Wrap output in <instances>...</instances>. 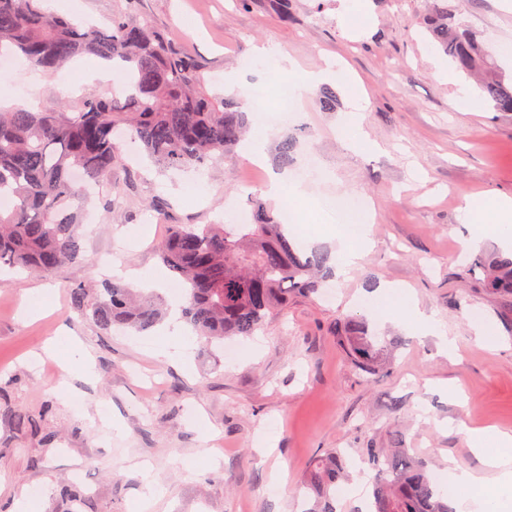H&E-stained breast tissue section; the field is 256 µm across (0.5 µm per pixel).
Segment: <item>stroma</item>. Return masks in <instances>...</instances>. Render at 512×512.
Instances as JSON below:
<instances>
[{"instance_id":"stroma-1","label":"stroma","mask_w":512,"mask_h":512,"mask_svg":"<svg viewBox=\"0 0 512 512\" xmlns=\"http://www.w3.org/2000/svg\"><path fill=\"white\" fill-rule=\"evenodd\" d=\"M279 1L56 0L54 13L80 24L107 26L128 10L171 33L218 97L291 82L275 59L256 55L261 46H275L298 70L332 74L287 124L271 128L264 164L238 150L200 171L163 172L127 145L99 192L72 202L84 216L81 262L47 278L0 271V512H13L17 486L33 492L36 512H65L59 491L69 485L86 494L89 512H144L148 475L160 493L145 512H305L302 483L315 456L337 449L358 469L362 449L399 444L441 483L449 462L480 469L470 430L512 433V294L488 293L471 266L479 255L512 258V249L489 238L464 250L471 227L459 219L469 201L512 196V114L494 111L428 44L424 0H357L349 24L342 0H284L286 22ZM448 12L512 74V10L500 0H448ZM100 64L77 59L49 82L15 63L0 75V98L53 107L68 82L96 90ZM465 94L473 109L456 110ZM355 110L373 148L343 144L341 120ZM290 134L296 144L285 168L278 146ZM311 159L319 178L294 201L287 227L297 252H330L346 236L347 217L336 209L343 198L370 213L373 243L349 277L329 278L333 298L294 296L285 316L235 338L236 359L194 336L187 362L172 361L155 351L160 329L106 331L72 307L71 289L131 269L156 271L159 295L179 296L155 252L169 225L250 221L248 199L271 173L294 174ZM387 284L413 292L455 336L454 352L376 320L395 349L393 365L367 374L351 363L336 325L364 314L365 295ZM25 302L42 312L23 320ZM72 336L94 366L92 381L62 367ZM62 384L68 396L59 395ZM277 470L285 482L272 481Z\"/></svg>"}]
</instances>
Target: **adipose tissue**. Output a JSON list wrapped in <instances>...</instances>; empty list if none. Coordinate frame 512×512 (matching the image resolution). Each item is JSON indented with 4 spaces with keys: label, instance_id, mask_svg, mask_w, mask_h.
Returning a JSON list of instances; mask_svg holds the SVG:
<instances>
[{
    "label": "adipose tissue",
    "instance_id": "ef3b65f1",
    "mask_svg": "<svg viewBox=\"0 0 512 512\" xmlns=\"http://www.w3.org/2000/svg\"><path fill=\"white\" fill-rule=\"evenodd\" d=\"M357 226L354 239H338L336 249V273L347 276L358 264L372 243V226L364 214L354 215ZM366 307L372 316L410 326L424 335L439 339L443 349L453 350L455 342L447 336L434 316L420 311L411 294H395L386 285L374 293ZM470 446L482 465L491 471V493L475 496L471 489L479 478L473 470L449 463L447 483L451 490L449 505L455 512H498L503 496L512 493V434L494 428L474 430L470 433Z\"/></svg>",
    "mask_w": 512,
    "mask_h": 512
}]
</instances>
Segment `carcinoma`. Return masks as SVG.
<instances>
[{
    "label": "carcinoma",
    "mask_w": 512,
    "mask_h": 512,
    "mask_svg": "<svg viewBox=\"0 0 512 512\" xmlns=\"http://www.w3.org/2000/svg\"><path fill=\"white\" fill-rule=\"evenodd\" d=\"M424 27L457 71L481 75L479 88L496 112H512V80L490 61L478 36L448 17L442 0H429ZM27 59L52 79L69 60L87 55L112 59L128 76L122 98L89 92L50 110L0 111V192L13 206L0 209V265L53 276L81 257L80 221L69 201L85 186L103 181L122 161L127 137L163 169L206 168L244 136L245 113L230 98L204 89L197 65L172 36L119 14L106 29L80 28L48 16L39 0H0V55ZM250 224H171L157 251L179 280L186 299L183 319L210 341L254 335L267 318L284 312L294 295L320 291L319 272L331 256L303 258L283 233L271 208L250 197ZM487 290L512 293V260H473ZM104 329L149 330L164 316L162 302L138 297L114 279L91 307ZM336 336L356 366L379 369L366 321L352 316ZM374 471L369 512H450L448 493L424 462L405 448H365ZM346 477L339 451L314 458L304 486L315 512H336V489Z\"/></svg>",
    "instance_id": "1"
}]
</instances>
